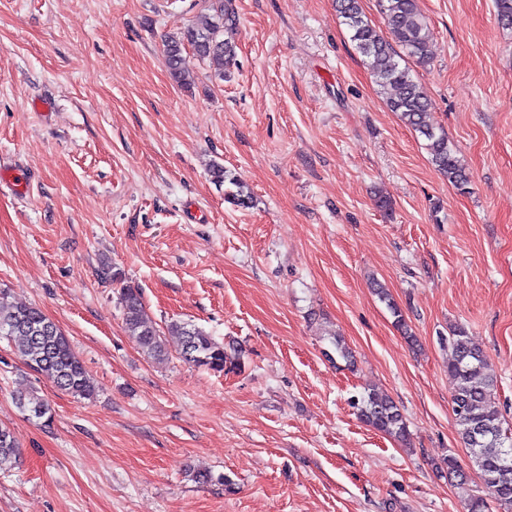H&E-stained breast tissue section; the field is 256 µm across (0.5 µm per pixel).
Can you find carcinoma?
<instances>
[{
	"label": "carcinoma",
	"instance_id": "1",
	"mask_svg": "<svg viewBox=\"0 0 512 512\" xmlns=\"http://www.w3.org/2000/svg\"><path fill=\"white\" fill-rule=\"evenodd\" d=\"M378 5L384 32L366 17L361 0H336V11L375 83L386 94L390 110L398 113L406 127L424 137L431 165L463 192L470 185L471 173L457 156L448 134L426 121L431 101L409 66L411 60L422 66L429 62L427 23L416 0H378ZM496 8L498 23L512 28V0H496ZM213 10L214 15L204 28L187 27L180 35L164 41L169 75L182 86L190 84L188 47L197 59L208 62L221 80L237 63L236 45L229 37L237 25L236 13L225 0H215ZM103 274L120 285L118 300L128 335L145 356L164 360L167 349L163 334L145 317L140 289L127 284L124 274L107 262L103 264ZM374 292L392 313L397 330L415 343L416 337L386 288L376 283ZM7 299V292L0 288V337L9 340L24 363L58 390L80 401L93 399V380L60 326L39 307L9 304ZM167 330L180 337V358L184 363L218 373L241 368V352L217 342L202 328L172 322ZM448 348L452 353L448 372L456 381L451 401L454 423L469 454L470 468L483 484L482 493L470 500L467 512H490L492 502L500 512H512V435H507L502 426L495 403L496 384L486 373L487 358L461 326L448 337ZM15 403L27 419L51 421V407L37 390L17 394ZM352 407L368 426L407 441L406 420L392 399L367 389L352 400ZM20 462L21 451L11 430L1 426L0 471H8ZM437 472L461 481L468 478L454 455L443 458Z\"/></svg>",
	"mask_w": 512,
	"mask_h": 512
}]
</instances>
